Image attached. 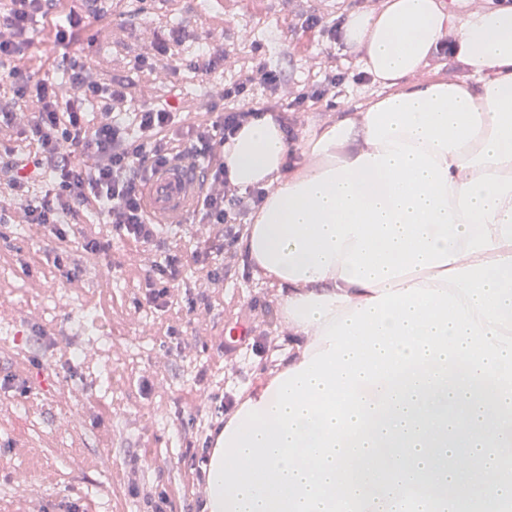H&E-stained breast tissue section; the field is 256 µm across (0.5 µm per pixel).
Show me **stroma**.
Instances as JSON below:
<instances>
[{
  "label": "stroma",
  "instance_id": "stroma-1",
  "mask_svg": "<svg viewBox=\"0 0 512 512\" xmlns=\"http://www.w3.org/2000/svg\"><path fill=\"white\" fill-rule=\"evenodd\" d=\"M380 2L115 0L66 47L38 19L22 64L49 77L63 102L75 90L61 57L83 55L100 77L122 81L132 104L166 103L191 122L216 119L225 90L263 65L280 83L254 85L235 107L286 103L301 139L379 93L358 72L357 52L329 30ZM165 25L181 28L182 42L161 55ZM207 47L224 61L201 76L189 61ZM142 56L150 65L138 66ZM314 89L323 97L294 105ZM0 208L10 217L0 225V379L29 386L24 396L0 388V512H201L200 458L227 383L262 371L284 335L277 288L212 224L163 225L141 245L87 213L61 241L10 195L0 193ZM91 239L109 242L107 255L82 250ZM170 256L179 275L165 286L153 269ZM63 264L74 275L63 277ZM163 287L167 297L153 301Z\"/></svg>",
  "mask_w": 512,
  "mask_h": 512
}]
</instances>
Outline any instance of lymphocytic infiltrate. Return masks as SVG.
Returning <instances> with one entry per match:
<instances>
[{
    "mask_svg": "<svg viewBox=\"0 0 512 512\" xmlns=\"http://www.w3.org/2000/svg\"><path fill=\"white\" fill-rule=\"evenodd\" d=\"M53 7V0H8L7 6L0 7V83L11 92L8 100L0 102V125L9 124L17 106L37 108L29 129L33 151L0 148V180L24 207L30 222L51 227L90 209L117 234L142 245L152 243L157 227L143 208L142 175L150 166L181 154L207 158L202 221L224 225L226 235H233L238 217L258 206L265 195L261 189L241 192L231 183L222 155L227 138L253 117V110L226 109L219 120L192 129L187 141L173 148L162 133L174 123V112L163 107L120 111V104L127 100L125 85L102 80L78 57L69 58L67 64L77 100L58 107L51 82L18 64L33 44L30 29L36 18L51 17L61 43L84 25V18L72 12L53 16ZM98 98L114 115L111 123L91 127L80 104ZM39 172L49 174L52 182L40 199L32 200L27 185Z\"/></svg>",
    "mask_w": 512,
    "mask_h": 512,
    "instance_id": "lymphocytic-infiltrate-1",
    "label": "lymphocytic infiltrate"
}]
</instances>
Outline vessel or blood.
<instances>
[{"mask_svg": "<svg viewBox=\"0 0 512 512\" xmlns=\"http://www.w3.org/2000/svg\"><path fill=\"white\" fill-rule=\"evenodd\" d=\"M142 191L145 210L154 223H188L201 203L199 169L184 159L152 166L143 174Z\"/></svg>", "mask_w": 512, "mask_h": 512, "instance_id": "b4317fda", "label": "vessel or blood"}]
</instances>
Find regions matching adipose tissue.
Wrapping results in <instances>:
<instances>
[{
  "instance_id": "1",
  "label": "adipose tissue",
  "mask_w": 512,
  "mask_h": 512,
  "mask_svg": "<svg viewBox=\"0 0 512 512\" xmlns=\"http://www.w3.org/2000/svg\"><path fill=\"white\" fill-rule=\"evenodd\" d=\"M344 39L382 91L292 145H224L266 195L240 242L287 340L234 387L208 512L512 505V5L382 0ZM454 38L462 74L410 83Z\"/></svg>"
}]
</instances>
